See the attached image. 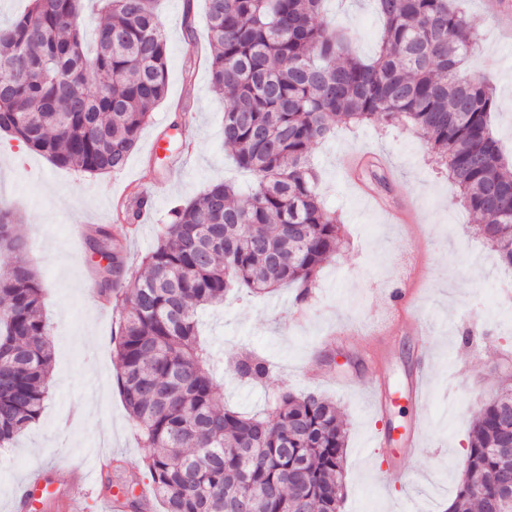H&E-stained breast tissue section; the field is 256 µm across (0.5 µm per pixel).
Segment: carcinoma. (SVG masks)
<instances>
[{
	"mask_svg": "<svg viewBox=\"0 0 512 512\" xmlns=\"http://www.w3.org/2000/svg\"><path fill=\"white\" fill-rule=\"evenodd\" d=\"M84 0H29L0 25V131L55 166L119 171L168 94V47L157 0H98L89 49ZM324 0H204L212 90L225 98L224 147L254 177L176 205L147 274L128 283L127 251L108 230L90 236L94 288L119 313L112 362L136 426L142 464L163 512H340L347 431L315 392L272 400L275 420L215 402L213 354L199 313L240 292L282 284L307 302L336 253L341 224L318 192L312 147L342 126L413 127L448 168L477 233L512 267V170L490 124L491 85L463 73L479 48L458 0H375L380 49L359 58L322 16ZM15 216L0 207V449L38 420L48 397L51 327L43 286ZM236 380L272 374L248 350ZM512 487V386L482 404L466 470L448 512H492L477 487Z\"/></svg>",
	"mask_w": 512,
	"mask_h": 512,
	"instance_id": "cac0c4a2",
	"label": "carcinoma"
}]
</instances>
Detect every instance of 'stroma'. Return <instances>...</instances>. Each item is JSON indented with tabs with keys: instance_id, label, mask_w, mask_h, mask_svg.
<instances>
[{
	"instance_id": "35a3bbf8",
	"label": "stroma",
	"mask_w": 512,
	"mask_h": 512,
	"mask_svg": "<svg viewBox=\"0 0 512 512\" xmlns=\"http://www.w3.org/2000/svg\"><path fill=\"white\" fill-rule=\"evenodd\" d=\"M465 7L480 44L467 70L494 88L492 128L512 163V28L485 0H465ZM326 9L354 52L371 58L382 28L371 0H328ZM159 12L168 45V96L121 171L58 168L26 148L0 154V206L16 213L27 259L43 281L54 353L40 419L16 447L0 449V512H17L18 490L29 471L45 468L50 490L64 493L70 470L90 465L105 445L112 465L87 512H100L111 488L145 476L112 363L115 302L91 288L96 274L87 247L90 231L107 226L125 243L126 278L133 281L143 275L141 258L171 207L226 179L244 190L250 184L249 174L224 149V101L210 87L203 0H160ZM157 136L188 146V153L167 162L164 153L150 150ZM367 153L385 160L393 198L415 203L417 223H388L365 201L347 164ZM311 159L324 205L342 222L340 246L305 305H296L294 289L283 287L240 296L203 314L202 333L218 360L217 400L267 413L281 393L320 392L347 423L341 512H446L465 469L472 416L512 372V302L498 288L506 267L477 235L476 217L459 203L452 181L412 127L376 122L342 128L317 144ZM136 195L148 204L139 221L129 224L123 212ZM409 257L426 267L411 302L430 327L425 345L400 333H377L393 313L386 291L408 274ZM244 347L272 363L266 387L244 388L232 377V362ZM425 361L432 375L419 408L404 385ZM380 382L394 391L395 401L378 414L371 391ZM416 419L421 441L413 454H405L398 441L389 456L372 448L374 434ZM392 464L407 473L406 481H383Z\"/></svg>"
}]
</instances>
